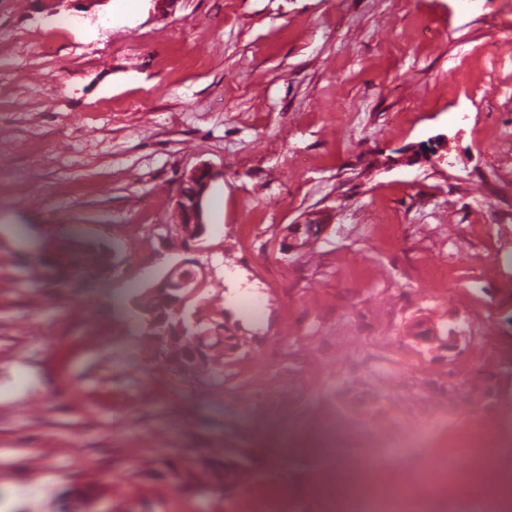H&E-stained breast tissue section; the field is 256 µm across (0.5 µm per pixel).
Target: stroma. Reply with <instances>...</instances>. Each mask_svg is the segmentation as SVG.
Masks as SVG:
<instances>
[{
  "label": "stroma",
  "mask_w": 512,
  "mask_h": 512,
  "mask_svg": "<svg viewBox=\"0 0 512 512\" xmlns=\"http://www.w3.org/2000/svg\"><path fill=\"white\" fill-rule=\"evenodd\" d=\"M507 26L512 0H0V512H336L287 447L322 419L373 451L425 421L441 459L512 441ZM442 134L447 161L414 158ZM202 164L203 294L241 342L216 387L160 367L130 306ZM74 238L114 246L110 277L27 281ZM457 479L387 460L352 509L406 480L405 512H478ZM323 224L316 218L307 217L304 221L297 224H290L286 228L280 249L283 254L299 250L308 245L312 240L319 238L322 232Z\"/></svg>",
  "instance_id": "35a3bbf8"
}]
</instances>
